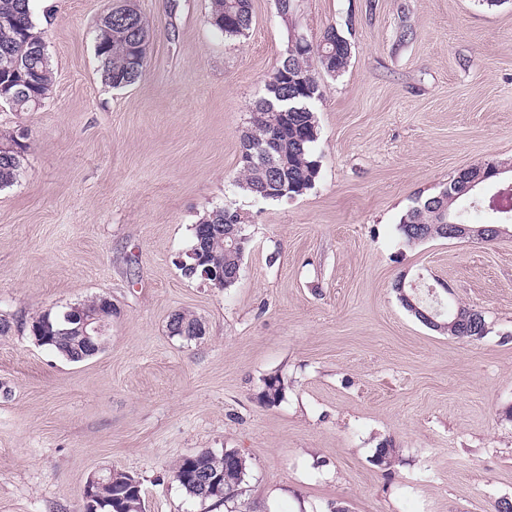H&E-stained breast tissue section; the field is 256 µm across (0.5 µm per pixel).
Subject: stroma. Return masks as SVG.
<instances>
[{
  "mask_svg": "<svg viewBox=\"0 0 512 512\" xmlns=\"http://www.w3.org/2000/svg\"><path fill=\"white\" fill-rule=\"evenodd\" d=\"M152 28L145 74L105 85L108 0H31L54 71L44 104L0 105L25 134L0 190V512H82L117 469L146 512H496L512 500V232L408 244L401 217L484 160H512V0H252L233 39L209 0H133ZM350 40L314 112L319 174L292 199L238 187L241 134L291 36ZM247 217L229 289L183 277L209 210ZM480 311L459 338L407 311L399 277ZM112 302L104 351L38 345L33 317ZM178 312L202 336L170 335ZM279 376L282 399H261ZM390 444L399 460L374 463ZM238 451L242 496L214 505L172 478L182 457Z\"/></svg>",
  "mask_w": 512,
  "mask_h": 512,
  "instance_id": "1",
  "label": "stroma"
}]
</instances>
